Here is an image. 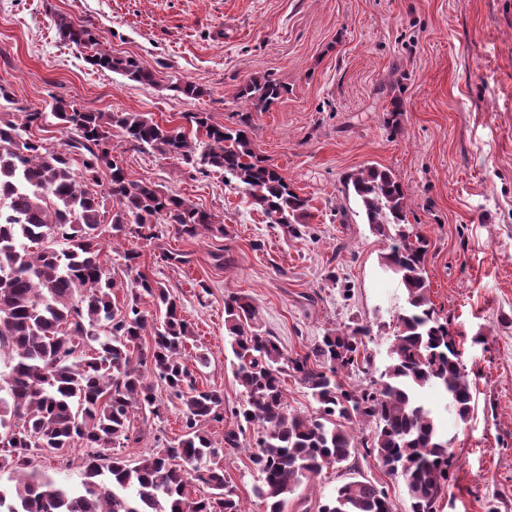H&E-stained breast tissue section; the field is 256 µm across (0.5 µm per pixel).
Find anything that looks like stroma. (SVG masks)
<instances>
[{
	"mask_svg": "<svg viewBox=\"0 0 512 512\" xmlns=\"http://www.w3.org/2000/svg\"><path fill=\"white\" fill-rule=\"evenodd\" d=\"M60 15L156 71L157 84L92 68L85 49L59 36ZM263 78L287 92L256 111L237 92ZM177 81L201 86L204 96L170 91ZM0 83L16 106L47 113L38 135L55 145L63 140L49 115L57 97L185 131L191 112L226 127L249 114L255 152L309 198L310 215L290 238L222 174H200L112 135L113 153L134 179L192 200L224 226L192 238L162 224L152 241H102L117 298L142 272L179 301L195 336L188 353L202 349L210 358L197 384L224 394L223 420L203 425L216 443L247 403L225 340L228 295L248 297L292 355L308 352L326 330L370 326L367 349L384 369L406 295L381 270L387 239L366 223L344 182L370 165L389 170L410 224L429 240L428 296L448 322L475 396L463 422L444 411L439 391L419 393L441 408V428L455 438L436 510L512 512V0H0ZM395 97L403 112L394 130L385 119ZM167 250L188 255V264L166 261ZM128 251L138 255L132 271ZM218 251L226 265L216 266ZM156 395L160 413L135 420L145 436L124 449L130 459L182 433L177 400L161 385ZM242 443L225 451L224 472L246 512H265L253 494L254 431ZM355 472L385 487L393 512H411L402 480L363 452L296 495L326 498Z\"/></svg>",
	"mask_w": 512,
	"mask_h": 512,
	"instance_id": "35a3bbf8",
	"label": "stroma"
}]
</instances>
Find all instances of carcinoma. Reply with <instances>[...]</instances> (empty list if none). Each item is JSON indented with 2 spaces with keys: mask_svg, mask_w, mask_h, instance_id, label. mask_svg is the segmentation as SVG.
Wrapping results in <instances>:
<instances>
[{
  "mask_svg": "<svg viewBox=\"0 0 512 512\" xmlns=\"http://www.w3.org/2000/svg\"><path fill=\"white\" fill-rule=\"evenodd\" d=\"M61 37L89 50L86 61L97 70L131 81L155 84V72L132 57L102 48L85 25L61 15ZM170 90L199 98L205 90L175 82ZM287 89L270 79L242 85L238 97L264 108ZM11 96L0 84V512H243L224 474V449L241 446L240 436L254 425L250 459L259 473L254 494L265 512H284L290 496L323 470L341 465L359 449L375 454L400 478L412 512H435L449 477L448 435L435 410L418 391L441 388L446 408L466 422L474 409L471 385L460 353L440 321L424 276L426 237L406 220L401 184L385 169L370 165L351 175L353 192L372 229L390 244L385 270L406 291L407 307L397 317L389 361L377 387L349 386L340 374L371 365L364 338L367 326L329 329L309 352L292 356L263 329L258 311L241 295L224 300V326L235 358L236 380L248 395L238 411L237 428L214 443L202 424L224 418V394L197 386L194 369L209 363L199 351L186 356L193 332L175 298L159 282L137 272L138 290L118 304L116 283L101 260L102 239L127 233L156 238L155 225L169 224L195 237L217 226L214 215L180 196L166 195L135 180L112 155V130L134 146L184 161L236 180L252 204L272 224L297 237L309 216V200L290 189L284 177L257 157L240 127L209 123L203 112L186 116L188 134L130 112H81L55 99L51 113L68 133L64 146L34 139L47 113L8 110ZM82 152L83 171L73 169ZM106 173L105 193L95 190ZM112 199L111 223L102 226L100 198ZM150 296L159 315L141 310ZM152 329V344L140 341ZM287 375L297 379L316 402L309 416L288 409L283 391ZM163 383L183 407V434L137 461L112 448L141 441L134 418L159 415L152 379ZM368 425L361 439L356 427ZM91 448L83 480L62 487L31 468L34 455L62 456ZM194 481L210 489L191 498ZM391 512L387 492L364 476L336 488L326 501L300 502V512Z\"/></svg>",
  "mask_w": 512,
  "mask_h": 512,
  "instance_id": "obj_1",
  "label": "carcinoma"
}]
</instances>
